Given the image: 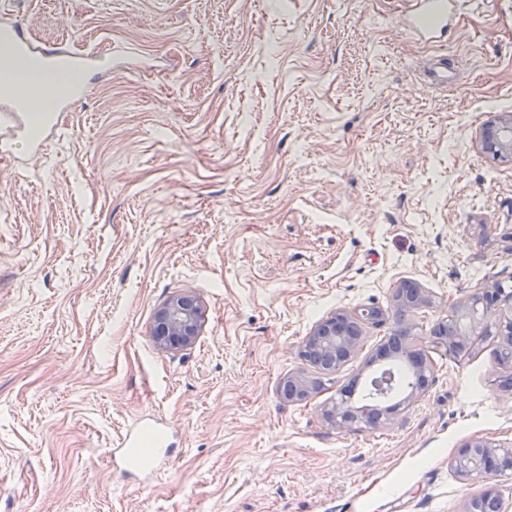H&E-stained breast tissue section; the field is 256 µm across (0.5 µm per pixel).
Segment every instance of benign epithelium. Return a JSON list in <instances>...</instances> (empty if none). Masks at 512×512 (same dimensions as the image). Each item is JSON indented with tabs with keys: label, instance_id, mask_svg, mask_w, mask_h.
I'll return each instance as SVG.
<instances>
[{
	"label": "benign epithelium",
	"instance_id": "7a95c632",
	"mask_svg": "<svg viewBox=\"0 0 512 512\" xmlns=\"http://www.w3.org/2000/svg\"><path fill=\"white\" fill-rule=\"evenodd\" d=\"M483 151L494 161H512V113L485 123L480 130ZM427 291L416 283L403 280L394 294L395 314H413L431 306ZM389 318V313L378 307H365L351 315L338 312L320 323L306 337L301 354L315 363L324 359L333 361L331 371H337L355 356L362 347L359 322H376ZM201 328V310L198 301L187 295L171 298L154 317V335L160 348L186 349L195 344ZM498 338L500 350L498 365L512 374V291L493 286L461 300L448 319L439 322L432 331L435 344L442 346L455 358L487 337ZM405 357L417 373L429 370L428 351L414 348L405 351ZM395 373L384 370L372 378V386L380 396L394 389ZM283 382L293 387L286 396L291 402L302 401L316 391L314 383L299 375H288ZM400 409L396 405L387 410L373 411L352 404L348 390L342 389L336 401L323 409L325 421L334 429L349 431L359 426L375 428L389 421ZM451 466L467 480L487 482L493 477H512V445L502 446L483 438H475L461 446Z\"/></svg>",
	"mask_w": 512,
	"mask_h": 512
}]
</instances>
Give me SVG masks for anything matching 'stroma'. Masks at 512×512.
<instances>
[{"label": "stroma", "mask_w": 512, "mask_h": 512, "mask_svg": "<svg viewBox=\"0 0 512 512\" xmlns=\"http://www.w3.org/2000/svg\"><path fill=\"white\" fill-rule=\"evenodd\" d=\"M416 0H0L37 45L95 49L59 132L0 153V512H465L467 441L512 443L497 346L430 347L394 423L322 417L367 387L397 326L416 342L478 289L512 287V162L482 125L512 113V0H459L438 41ZM447 79L429 82L427 67ZM431 307L365 324L310 398L299 349L336 311ZM190 294L192 349L154 315ZM158 418L172 455L149 484L112 450ZM408 288H414L412 297L407 296ZM431 304L432 299L427 291L409 280L401 281L394 294L395 315L413 314ZM288 382L293 387V394H289L288 396L284 393V384ZM316 387L314 383L305 377L299 375H288L285 377L281 383L280 394L283 398L288 399V401L296 402L302 401L315 393ZM422 392L423 386H413L409 394L396 406L387 410L372 411L369 408H358L353 405L348 390L342 389L336 401L323 409L322 415L331 427L339 431H349L359 426L375 428L383 421L392 420V416L401 405L408 402L407 406H409L420 397Z\"/></svg>", "instance_id": "1"}]
</instances>
